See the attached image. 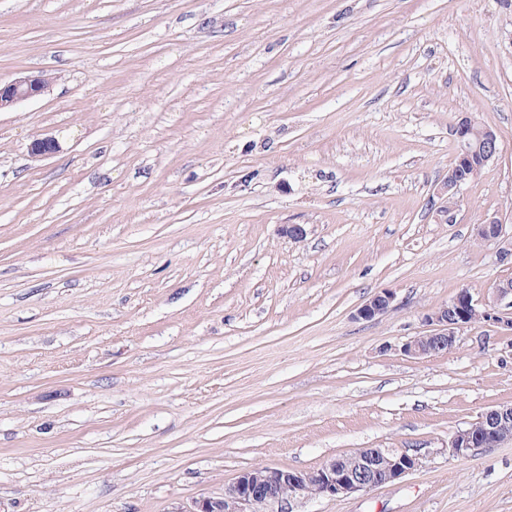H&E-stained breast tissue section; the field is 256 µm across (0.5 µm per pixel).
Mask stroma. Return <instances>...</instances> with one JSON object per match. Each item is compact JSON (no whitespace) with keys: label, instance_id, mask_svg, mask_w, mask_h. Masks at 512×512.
<instances>
[{"label":"stroma","instance_id":"obj_1","mask_svg":"<svg viewBox=\"0 0 512 512\" xmlns=\"http://www.w3.org/2000/svg\"><path fill=\"white\" fill-rule=\"evenodd\" d=\"M32 70L0 112V512H193L362 448L421 465L291 512H512V442L448 451L512 404V330L399 350L512 280L476 238L512 228V0H0V80ZM465 115L500 152L448 223ZM50 83L45 74H20L8 82L0 81V112L43 96ZM395 300V293L384 289L380 293L368 299L358 310V316L362 319H373L385 313Z\"/></svg>","mask_w":512,"mask_h":512}]
</instances>
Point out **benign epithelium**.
I'll list each match as a JSON object with an SVG mask.
<instances>
[{
	"mask_svg": "<svg viewBox=\"0 0 512 512\" xmlns=\"http://www.w3.org/2000/svg\"><path fill=\"white\" fill-rule=\"evenodd\" d=\"M50 87L45 74H21L8 82L0 81V111L43 96ZM457 163L448 169V178L436 188L440 200L438 212L451 221L462 189L474 181L499 154L496 132L473 117L460 119L455 127ZM52 137L35 141L30 152L46 157L56 152ZM478 238L497 241L499 259L512 261V233L506 225L491 220L477 227ZM395 293L384 289L368 299L358 310L362 319L385 313ZM488 323L512 329V280L498 284L490 297L479 300L469 290L459 291L448 303L427 314L430 330L400 346L407 357L423 358L452 349L459 331L476 323ZM512 440V405H498L482 413L465 428L456 430L448 440L449 452L465 457L479 448H493ZM420 465V457L402 448H362L348 466L335 458L313 473L277 467H255L241 473L222 498H204L193 512H266L272 503L285 504L293 498H344L391 484Z\"/></svg>",
	"mask_w": 512,
	"mask_h": 512,
	"instance_id": "benign-epithelium-1",
	"label": "benign epithelium"
}]
</instances>
